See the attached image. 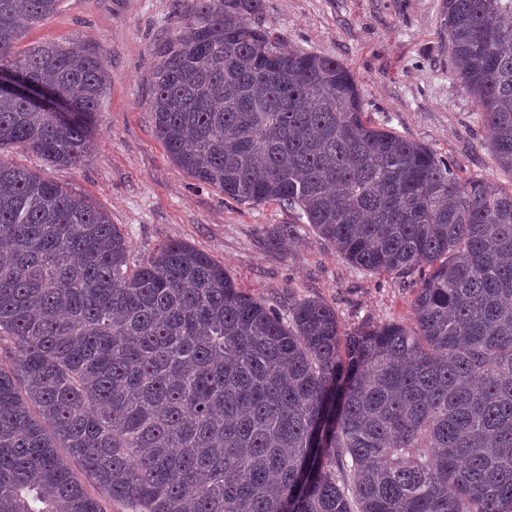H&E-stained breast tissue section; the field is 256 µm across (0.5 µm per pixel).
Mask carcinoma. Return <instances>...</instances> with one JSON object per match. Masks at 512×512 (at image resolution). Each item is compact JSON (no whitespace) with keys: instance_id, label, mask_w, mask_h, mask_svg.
Wrapping results in <instances>:
<instances>
[{"instance_id":"carcinoma-1","label":"carcinoma","mask_w":512,"mask_h":512,"mask_svg":"<svg viewBox=\"0 0 512 512\" xmlns=\"http://www.w3.org/2000/svg\"><path fill=\"white\" fill-rule=\"evenodd\" d=\"M61 0H0V68L76 111L0 92V512H512V192L364 121L333 58L270 40L263 0H197L157 50L149 112L171 161L240 202L296 208L352 266L411 276L412 326L288 315L171 241L131 264L78 168L105 54L24 49ZM453 76L512 173V0H443ZM297 224L277 225L276 249Z\"/></svg>"}]
</instances>
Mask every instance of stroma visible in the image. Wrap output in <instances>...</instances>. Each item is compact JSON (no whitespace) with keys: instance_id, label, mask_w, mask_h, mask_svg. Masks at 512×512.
I'll return each instance as SVG.
<instances>
[{"instance_id":"obj_1","label":"stroma","mask_w":512,"mask_h":512,"mask_svg":"<svg viewBox=\"0 0 512 512\" xmlns=\"http://www.w3.org/2000/svg\"><path fill=\"white\" fill-rule=\"evenodd\" d=\"M196 0H62L24 44L94 46L109 79L94 147L77 169L52 167L11 150L12 162L89 197L124 233L139 263L163 243H189L224 265L241 288L276 309L289 298L335 308L345 330L363 321L410 323L418 276L372 274L347 263L310 226L280 250L267 246L296 210L236 202L168 158L148 103L155 51L194 13ZM442 0H264L259 25L271 39L343 63L354 75L367 120L447 158L461 177L512 190L485 143L475 99L451 76Z\"/></svg>"}]
</instances>
